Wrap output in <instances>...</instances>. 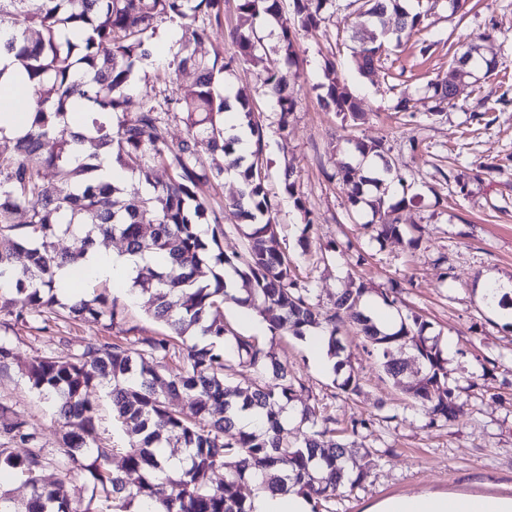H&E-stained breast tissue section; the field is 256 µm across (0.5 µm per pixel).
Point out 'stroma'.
Returning <instances> with one entry per match:
<instances>
[{"instance_id":"1","label":"stroma","mask_w":512,"mask_h":512,"mask_svg":"<svg viewBox=\"0 0 512 512\" xmlns=\"http://www.w3.org/2000/svg\"><path fill=\"white\" fill-rule=\"evenodd\" d=\"M419 9L420 25L361 74L352 37H370L372 29L358 0H330L321 31L297 37L298 105L287 130H280V114L262 94V63L236 67L228 79L229 88L252 99L262 114L266 187L281 247L296 258L297 275L314 301L331 307L338 291L359 280L376 292L398 289L402 313L415 311L429 321V335L448 356V381L461 391L455 418L431 421L404 391L416 374L394 384L346 325L342 341L362 385L360 395L348 398L335 388L333 371L312 359L306 341L288 332L278 336V356L304 383L309 404L335 418L340 429L355 418L369 421L355 438L350 462L366 477L353 492L325 502L326 512H371L384 499L412 492L512 496V323L486 309L479 294L484 281L512 282V0H462L456 9L448 0H419ZM170 30L159 27L167 43L133 80L129 111H137L150 90L192 88L190 70L165 81L155 77V64L171 60L179 46ZM464 38L479 44L494 67L480 72L477 84L461 86L442 119L428 120L431 84L447 75ZM334 78L361 100L364 119L344 121L322 109L321 87ZM404 95L414 99V114L395 111ZM361 142L381 143L403 177L402 221L415 226L416 243L404 236L378 240L370 208L353 205L339 184V162L353 160ZM289 165L291 194L283 184ZM240 190L232 174L219 187L201 188L212 205L225 207L221 245L228 254L246 243L247 227L228 207ZM304 231L311 238L306 253L298 242ZM105 333L102 324L82 321L54 323L42 332L0 326L14 353L0 371V403L38 429L47 456L58 454L61 434L50 405L29 389L22 371L59 340L80 352Z\"/></svg>"}]
</instances>
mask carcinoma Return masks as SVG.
<instances>
[{
    "mask_svg": "<svg viewBox=\"0 0 512 512\" xmlns=\"http://www.w3.org/2000/svg\"><path fill=\"white\" fill-rule=\"evenodd\" d=\"M326 2L293 0L290 22L280 0H238L243 23L232 33L234 53L226 57L216 49L210 57H199L191 46L223 25L224 0H0V18L8 17L12 31L0 41V56L20 62L31 91L26 128L14 138L13 152L0 154V278L8 279L0 287V325L39 321L45 330L63 318L119 326L125 307L117 300L94 288L67 304L58 297L57 283L58 271L80 265L98 238L118 234L127 252H149L165 261L139 269L132 287L143 310L166 328L139 339L137 348L115 335L96 340L80 354L51 351L27 364L23 376L30 389L55 405L63 447L51 461L39 446L35 426L23 419L0 422V470H13L30 488V498L20 506L0 489V512H133L136 502L153 506V512H253L252 496L242 492L245 485L257 493L294 489L309 497L312 512H319L336 491L359 485L365 473H353L348 462L353 438L369 421L353 419L341 441H325L335 432L336 420L303 403L304 385L280 361L274 341L238 336L224 322L228 302L256 306L273 337L282 330L297 338L321 331L334 371L342 374L337 388L348 396L360 393L361 383L353 372L342 373L346 361L339 323L354 321L394 383L401 381L408 360L417 362L422 377L408 389L415 404L437 419L448 422L455 416L460 392L448 384V359L438 338L424 335L421 316H401L390 327H379L361 310L371 292L363 284L337 292L333 308L323 310L296 277L293 261L281 249L266 189V131L247 100H240V120L255 146L249 163L237 154L238 139L226 134L228 99L215 88V78L267 54L256 23L280 25L276 53L294 64L296 29L318 30ZM364 7L371 23L394 14L401 34L385 30L378 41L359 40L354 54L361 71L372 67L387 43L401 42L421 21L408 0H364ZM165 22L179 24L182 32L168 68L194 71L196 83L160 100L148 96L138 111L129 112L126 91L136 67L151 60V41ZM456 64L467 71L490 66L481 63L476 46L457 55ZM289 80L275 63L261 76L283 131L296 108ZM434 95L439 104L428 112L431 118L450 103L448 79L435 84ZM321 101L345 120L361 117L356 97L335 82L325 86ZM74 112L85 115L81 132L70 127ZM170 113L185 125V137L177 142L167 140L162 129L163 115ZM103 149L121 169L137 173L149 190L126 200L116 183L99 179ZM203 151L224 155V167L199 168ZM158 168L167 172L166 180H153ZM226 173L243 178L241 195L231 203L248 221L241 253H224L221 213L199 195L202 185L217 186ZM338 174L360 198L364 180H356V169L346 163ZM404 202L397 199L382 213L383 197L369 201L378 215L377 237L407 232L396 217ZM20 212L26 216L22 223L16 222ZM209 216L213 228L206 238L199 225ZM62 234L73 237L72 249L57 248ZM203 266L210 267L207 283L196 280ZM226 269L242 284L235 293L226 288ZM16 295L25 300L19 308ZM231 343L255 375L246 387L224 380V348ZM92 386L105 387L112 418L125 435L121 447L98 440V410L86 398ZM173 393L184 400L180 411L168 406ZM290 409L301 428L293 440L284 436V414ZM244 411L262 413L265 427L248 431L238 426L237 414ZM18 443L30 448L23 459L10 451ZM172 444L186 452L176 469L159 453ZM114 455L123 461L117 471L109 466ZM51 463L82 478L90 495L73 497L63 484L48 481L44 471ZM209 473L223 478L207 484L202 478Z\"/></svg>",
    "mask_w": 512,
    "mask_h": 512,
    "instance_id": "carcinoma-1",
    "label": "carcinoma"
}]
</instances>
